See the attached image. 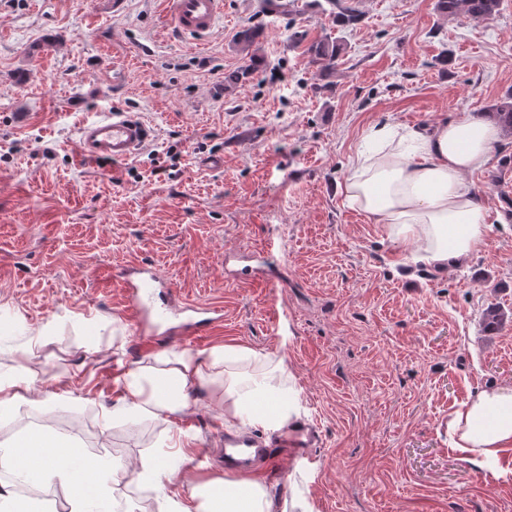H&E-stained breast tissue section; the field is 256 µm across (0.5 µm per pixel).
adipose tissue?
<instances>
[{
  "instance_id": "1",
  "label": "adipose tissue",
  "mask_w": 512,
  "mask_h": 512,
  "mask_svg": "<svg viewBox=\"0 0 512 512\" xmlns=\"http://www.w3.org/2000/svg\"><path fill=\"white\" fill-rule=\"evenodd\" d=\"M500 137L490 120L468 114L434 128L371 127L338 189L345 206L378 225L387 237L419 243L423 259L442 270L480 249L495 218L466 187L467 174L486 168ZM125 394L113 405L112 421L163 423L183 412L186 394L196 386H217L228 428L287 431L300 416L299 393L281 357L247 346L227 344L208 354L163 352L128 371ZM461 461L497 472L502 451L512 446V387L483 389L448 422ZM165 452L142 457L136 479L152 487L173 480L185 446L182 433H170ZM57 440L40 429L29 431L0 453L13 477L0 484V512H35L21 506L16 482L68 489V512H91V504L110 506L111 491L128 468L107 459L95 473L58 462ZM159 512H311L305 498L276 504L262 480L225 476L191 487L188 495L163 494Z\"/></svg>"
}]
</instances>
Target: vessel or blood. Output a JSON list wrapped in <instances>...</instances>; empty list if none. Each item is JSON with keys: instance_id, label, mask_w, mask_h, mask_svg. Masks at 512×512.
I'll list each match as a JSON object with an SVG mask.
<instances>
[{"instance_id": "vessel-or-blood-1", "label": "vessel or blood", "mask_w": 512, "mask_h": 512, "mask_svg": "<svg viewBox=\"0 0 512 512\" xmlns=\"http://www.w3.org/2000/svg\"><path fill=\"white\" fill-rule=\"evenodd\" d=\"M163 18L176 33L196 44H206L224 18V0H164ZM146 124L113 112L85 124L79 131L80 159L118 165L129 160L148 140ZM171 285L151 269L131 268L122 285V302L138 321L164 318L173 303ZM191 320L175 327L174 335L204 337L218 322L205 316L198 304L183 301ZM224 464L231 471H256L271 461L265 445L252 436H229L224 440Z\"/></svg>"}]
</instances>
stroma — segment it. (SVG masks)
<instances>
[{
  "instance_id": "35a3bbf8",
  "label": "stroma",
  "mask_w": 512,
  "mask_h": 512,
  "mask_svg": "<svg viewBox=\"0 0 512 512\" xmlns=\"http://www.w3.org/2000/svg\"><path fill=\"white\" fill-rule=\"evenodd\" d=\"M224 0L204 46L177 38L161 0H0V373L29 377L46 405L0 418V443L43 429L63 463L105 457L135 468L167 426L104 423L120 376L143 351L120 274L147 264L181 297L224 309L190 344L228 343L284 358L313 430L309 463L282 462L273 496L313 512H512V447L500 478L462 462L450 416L487 387L512 385V218L466 261L438 270L346 208L338 184L366 130L435 126L512 91V0L494 19H449L437 0ZM259 26L251 49L235 37ZM347 49L322 77L308 49ZM257 54L261 67L225 86ZM143 121L131 160L76 164L80 128L106 112ZM466 185L493 211L512 199V167L493 158ZM246 264L280 278L242 280ZM506 320L488 331L484 311ZM54 332L38 350L28 340ZM224 406L196 387L175 426L193 441L172 491L220 477L199 462L224 445ZM327 3L331 6L330 14L333 16V22L337 27H352L360 22L361 14L348 6H344L341 0H327ZM336 9L338 11H335Z\"/></svg>"
}]
</instances>
